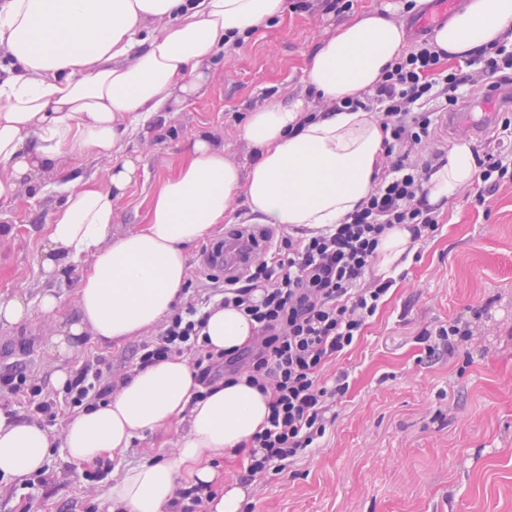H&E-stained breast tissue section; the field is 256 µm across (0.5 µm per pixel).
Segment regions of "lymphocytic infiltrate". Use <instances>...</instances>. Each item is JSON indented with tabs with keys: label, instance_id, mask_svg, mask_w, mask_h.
<instances>
[{
	"label": "lymphocytic infiltrate",
	"instance_id": "1",
	"mask_svg": "<svg viewBox=\"0 0 512 512\" xmlns=\"http://www.w3.org/2000/svg\"><path fill=\"white\" fill-rule=\"evenodd\" d=\"M476 59L480 70L465 66L436 76L440 54L423 38L363 97L348 99L347 107L382 116L388 163L368 197L341 223L281 237L239 275L207 277L197 301L171 313L157 337L142 345L138 367L194 351L202 385L243 378L269 394L267 424L248 443V475L284 469L335 422L332 402L347 393L348 376L328 382L322 375L351 348L394 283L371 274L381 237L398 224L409 225L417 241L439 229L421 195L444 162L442 153L428 149L432 134L463 91L512 85V54L505 46L483 49ZM475 161L483 185L475 200L481 204L512 183V115L501 117L491 145ZM212 305L237 308L256 323L250 346L215 353L200 343Z\"/></svg>",
	"mask_w": 512,
	"mask_h": 512
}]
</instances>
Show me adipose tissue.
Here are the masks:
<instances>
[{
	"label": "adipose tissue",
	"mask_w": 512,
	"mask_h": 512,
	"mask_svg": "<svg viewBox=\"0 0 512 512\" xmlns=\"http://www.w3.org/2000/svg\"><path fill=\"white\" fill-rule=\"evenodd\" d=\"M284 0H6L0 6V48L10 66L0 77V201L35 186L43 169L67 152L108 160V185L69 176L46 225L41 266L53 274L83 264L75 293L77 318L49 338L62 357L85 338L109 344L154 327L170 314L185 286L188 245L215 232L237 199L263 224L322 229L367 198L385 152L377 114L336 102L379 82L406 51L402 24L383 4L366 10L323 40L306 68V83L328 111L304 121V101L268 102L251 112L239 136L255 152L249 167L198 135L191 152L154 193L147 222L112 237V209L136 177L119 158L128 121L149 119L202 94L215 59L282 15ZM512 34V0H467L430 42L464 59ZM477 175L468 144L425 183L438 207ZM406 225L387 230L377 272L388 277L412 259ZM58 297L38 303L0 297V323L17 325L40 313L54 318ZM214 352L250 343L253 324L234 308L212 311L202 331ZM267 395L246 382L203 388L187 360L173 356L136 372L108 400L77 413L61 440L35 421L0 410V480L22 484L39 475L53 446L78 465L93 464L131 441L188 416L189 431L173 454L126 469L107 491L109 512H166L181 480L215 487L208 512H240L244 491L225 487L215 457L240 450L268 416Z\"/></svg>",
	"instance_id": "1"
}]
</instances>
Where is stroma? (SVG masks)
Listing matches in <instances>:
<instances>
[{
    "label": "stroma",
    "instance_id": "obj_1",
    "mask_svg": "<svg viewBox=\"0 0 512 512\" xmlns=\"http://www.w3.org/2000/svg\"><path fill=\"white\" fill-rule=\"evenodd\" d=\"M380 2L353 0L349 11L336 14L326 11L325 0H309L304 11L285 0L281 17L216 58L204 95L134 122L120 154L138 160V177L113 209V236L145 224L153 194L196 135L223 142L232 161L250 165L253 150L239 136L250 112L272 98H306L305 69L318 44ZM463 3L451 0L444 9L429 0L403 14L409 41L447 22ZM109 168L108 161L69 153L41 173L37 188H22L13 202L0 203V228L11 231L0 237V295L21 292L34 303L52 290L61 298L54 320L36 313L18 326L0 324V374L23 368L55 400L57 416L47 428L56 436L77 410L53 384L54 373L92 362L115 377L130 373L139 347L158 333L153 327L109 345L89 340L65 358L47 350L50 336L76 315L80 276L74 266L48 277L39 265L43 229L57 205L55 186L65 171L105 182ZM478 190L465 188L439 211L434 237L416 246L361 337L326 369L329 379L347 372L350 388L336 401V421L321 447L250 479L244 476L247 451L216 458L225 481L246 493L242 512H512V184L481 206L474 202ZM246 210L236 201L217 232L188 247L183 301L214 274L204 257ZM455 318L469 320V341L428 356L422 333ZM188 426L182 420L146 433L93 466L52 449L41 475L27 484L0 482V512H109L112 481L127 468L169 456Z\"/></svg>",
    "mask_w": 512,
    "mask_h": 512
}]
</instances>
